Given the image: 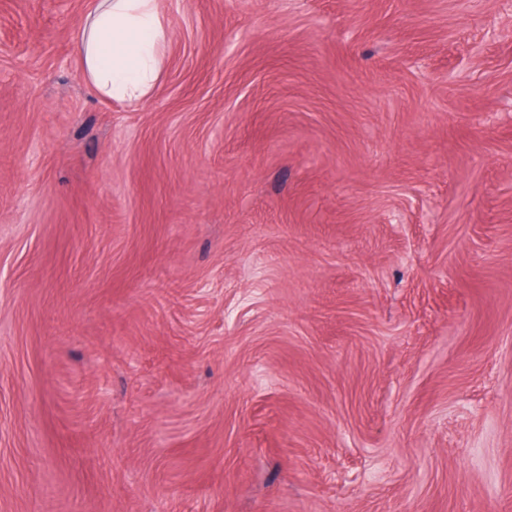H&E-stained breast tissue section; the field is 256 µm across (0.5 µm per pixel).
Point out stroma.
Here are the masks:
<instances>
[{
    "mask_svg": "<svg viewBox=\"0 0 512 512\" xmlns=\"http://www.w3.org/2000/svg\"><path fill=\"white\" fill-rule=\"evenodd\" d=\"M0 0V512H512V0ZM156 0H99L88 14L79 52L88 85L130 104L151 91L167 32Z\"/></svg>",
    "mask_w": 512,
    "mask_h": 512,
    "instance_id": "obj_1",
    "label": "stroma"
}]
</instances>
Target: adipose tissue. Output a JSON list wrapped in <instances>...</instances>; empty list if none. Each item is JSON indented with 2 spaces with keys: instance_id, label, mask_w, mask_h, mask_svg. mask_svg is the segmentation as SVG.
Returning a JSON list of instances; mask_svg holds the SVG:
<instances>
[{
  "instance_id": "1",
  "label": "adipose tissue",
  "mask_w": 512,
  "mask_h": 512,
  "mask_svg": "<svg viewBox=\"0 0 512 512\" xmlns=\"http://www.w3.org/2000/svg\"><path fill=\"white\" fill-rule=\"evenodd\" d=\"M166 37L156 0H98L79 41L88 85L102 96L140 102L157 78Z\"/></svg>"
}]
</instances>
